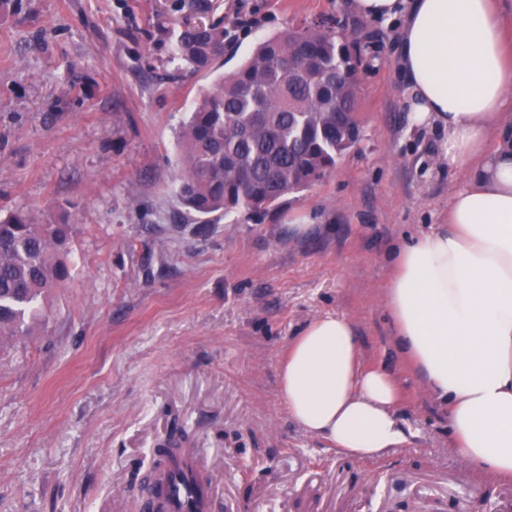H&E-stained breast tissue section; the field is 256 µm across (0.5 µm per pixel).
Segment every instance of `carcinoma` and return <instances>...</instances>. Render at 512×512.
<instances>
[{
    "label": "carcinoma",
    "instance_id": "obj_1",
    "mask_svg": "<svg viewBox=\"0 0 512 512\" xmlns=\"http://www.w3.org/2000/svg\"><path fill=\"white\" fill-rule=\"evenodd\" d=\"M337 22L275 34L236 72L202 90L177 135L175 190L188 212L259 214L302 192L361 141L360 58ZM221 22L174 32L176 58L199 73L224 56ZM73 228L30 211L0 216V337L46 320L40 300L64 287Z\"/></svg>",
    "mask_w": 512,
    "mask_h": 512
}]
</instances>
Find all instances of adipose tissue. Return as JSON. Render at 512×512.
<instances>
[{
	"label": "adipose tissue",
	"instance_id": "ef3b65f1",
	"mask_svg": "<svg viewBox=\"0 0 512 512\" xmlns=\"http://www.w3.org/2000/svg\"><path fill=\"white\" fill-rule=\"evenodd\" d=\"M368 19L401 18L398 65L415 123L446 131L453 192L448 225L403 242L385 306L403 353L431 398L448 408V433L480 475L512 480V133L491 130L512 112V59L492 0H348ZM289 418L339 453L380 459L408 443L401 389L363 365L350 319L311 320L279 365Z\"/></svg>",
	"mask_w": 512,
	"mask_h": 512
}]
</instances>
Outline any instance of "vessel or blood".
I'll use <instances>...</instances> for the list:
<instances>
[{
    "mask_svg": "<svg viewBox=\"0 0 512 512\" xmlns=\"http://www.w3.org/2000/svg\"><path fill=\"white\" fill-rule=\"evenodd\" d=\"M157 483L167 491L165 512H209L210 481L194 449L176 452L160 470Z\"/></svg>",
    "mask_w": 512,
    "mask_h": 512,
    "instance_id": "b4317fda",
    "label": "vessel or blood"
}]
</instances>
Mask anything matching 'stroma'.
<instances>
[{
  "label": "stroma",
  "mask_w": 512,
  "mask_h": 512,
  "mask_svg": "<svg viewBox=\"0 0 512 512\" xmlns=\"http://www.w3.org/2000/svg\"><path fill=\"white\" fill-rule=\"evenodd\" d=\"M347 0H15L0 13V211L73 227L45 328L0 349V512H138L158 448H195L211 512H504L512 483L475 474L385 309L392 254L448 224L467 173L411 121L397 21ZM255 20L240 30L242 16ZM340 20L361 57L363 137L265 215L184 218L176 132L198 92L257 43ZM223 20L213 71L172 31ZM325 313L399 379L409 445L356 459L288 417L277 371Z\"/></svg>",
  "instance_id": "1"
}]
</instances>
